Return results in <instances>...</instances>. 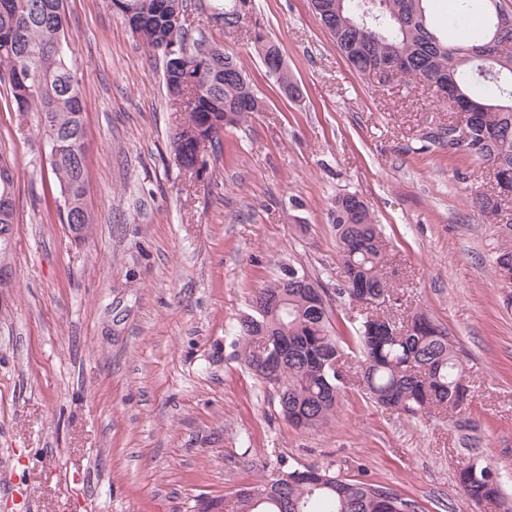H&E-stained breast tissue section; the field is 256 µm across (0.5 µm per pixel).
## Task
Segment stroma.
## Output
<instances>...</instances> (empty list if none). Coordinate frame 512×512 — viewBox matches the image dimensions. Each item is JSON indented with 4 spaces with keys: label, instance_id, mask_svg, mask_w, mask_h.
I'll use <instances>...</instances> for the list:
<instances>
[{
    "label": "stroma",
    "instance_id": "obj_1",
    "mask_svg": "<svg viewBox=\"0 0 512 512\" xmlns=\"http://www.w3.org/2000/svg\"><path fill=\"white\" fill-rule=\"evenodd\" d=\"M187 0L193 38L241 63L264 101L226 128L218 157L183 171L185 120L162 54L109 0H65L68 58L85 98L92 236L60 224L36 113L0 110L16 215L0 288V512H197L282 468L315 466L390 487L423 512L476 505L459 462L494 460L512 505V284L474 192L491 166L423 143L451 110L404 78L352 71L310 0H255L236 28ZM261 27L300 95L283 97L253 51ZM355 193L389 242L406 311L428 313L460 352L477 448L452 423L384 410L352 387L328 424L298 429L234 354L233 329L280 265L334 290L343 269L328 210Z\"/></svg>",
    "mask_w": 512,
    "mask_h": 512
}]
</instances>
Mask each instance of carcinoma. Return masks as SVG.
<instances>
[{"label": "carcinoma", "mask_w": 512, "mask_h": 512, "mask_svg": "<svg viewBox=\"0 0 512 512\" xmlns=\"http://www.w3.org/2000/svg\"><path fill=\"white\" fill-rule=\"evenodd\" d=\"M430 0H331L336 7V30L330 37L349 66L361 75L380 65L401 60V76L433 79L448 89V100L467 113L469 142L448 152L499 168V193L512 195V54L485 58L470 48L493 39L500 10L495 0H467L457 20L478 19L479 37L472 42L448 43L428 22ZM135 11L131 30L155 51L174 47L165 57L166 91L181 99L189 84L201 88L195 107L173 136V150L184 168L206 166L198 158L197 138L213 147L224 128L247 112H258V97L240 63L216 46L187 43L184 0H124ZM66 38L63 0H0V85L4 109L35 112L44 137L64 146L50 161L56 192L61 199V224L71 223L67 200L84 208L82 228L73 240L82 243L93 231L88 204L85 101L70 73L67 56L57 42ZM253 46L278 89L288 98L298 92L278 46L259 33ZM356 195L336 198L330 221L344 270L337 293L358 307L356 342L360 357L351 370L348 353L333 333L331 298L315 287L303 268L280 276L252 299L251 313L238 321L234 346L244 366L262 382L276 388L280 413L301 428L326 424L353 377L376 405L407 416L438 414L458 425V403L470 386L457 349L447 332L424 313L398 321L387 314L397 304L387 275L388 241L373 212ZM15 223L14 162L0 152V225ZM501 238L493 272L512 273V223L498 225ZM458 481L477 503L501 496L499 474L490 459L478 462L472 474L460 464ZM199 512H421L419 503L396 491L365 481L345 479L318 468L280 470L258 480L232 499L208 498Z\"/></svg>", "instance_id": "carcinoma-1"}]
</instances>
